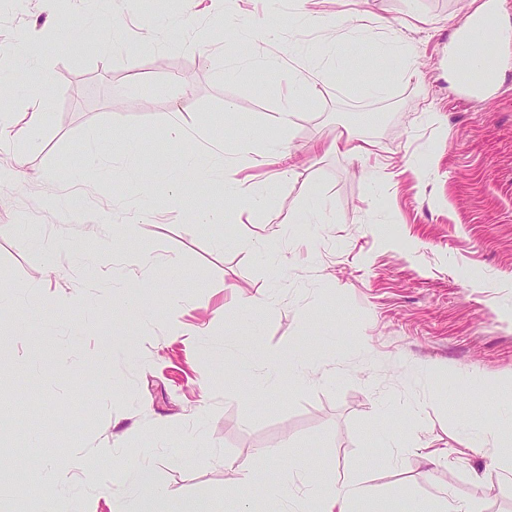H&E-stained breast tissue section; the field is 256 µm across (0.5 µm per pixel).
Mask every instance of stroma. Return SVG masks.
<instances>
[{"instance_id": "35a3bbf8", "label": "stroma", "mask_w": 512, "mask_h": 512, "mask_svg": "<svg viewBox=\"0 0 512 512\" xmlns=\"http://www.w3.org/2000/svg\"><path fill=\"white\" fill-rule=\"evenodd\" d=\"M461 7L323 0L303 17L294 0L266 9L224 0L220 14L184 0H70L51 22L43 0H0V114L19 120L42 69L52 74L42 138L0 146V167L24 158L21 180L0 181V294L32 301L0 314V369L16 377L0 392V459L20 473L0 488V512H76L82 499L111 512L126 493L118 482L107 498L68 473L51 476L53 498L31 490L28 459L43 468L62 452L111 472L146 458L158 512L191 499L238 512L226 491L259 448L280 460L268 474L275 481L305 458L327 461L333 478L363 481L375 492L368 512H410L447 492L512 512V488L458 442L462 426L512 411V64L489 99L450 87ZM114 17L126 26L118 49L99 39ZM348 17L362 31L326 45L325 28ZM392 27L407 56L381 57ZM292 41L323 69L284 132L285 89L269 70L288 63ZM412 61L417 73L404 77ZM379 81L385 94H372ZM170 112L190 133L186 148L202 127L232 163L236 137L281 136L291 168L254 164L256 206L226 196L216 175L145 195L125 168L176 167L163 122ZM348 128L374 142L373 156L329 151ZM88 142L106 172L84 169ZM65 194L71 208L62 211L54 202ZM314 205L321 222L294 223ZM212 211L222 223H197ZM259 231L270 235L269 251L242 245ZM40 236L60 248L31 249ZM104 242L155 258L137 296L153 317L136 320L119 293L67 317L44 306L48 297L107 293L104 276L79 258ZM273 251L282 266L270 262ZM235 292L275 302L249 318L232 305ZM229 321L251 332L260 353L302 340L315 378L282 377L256 391L225 366L219 342ZM120 339L131 353L105 359L104 347ZM387 428L405 447L395 459ZM106 444L112 456L95 458ZM427 444L447 457L428 462L419 452Z\"/></svg>"}]
</instances>
